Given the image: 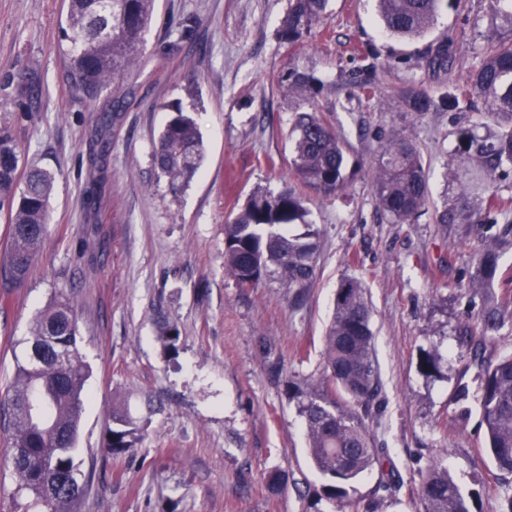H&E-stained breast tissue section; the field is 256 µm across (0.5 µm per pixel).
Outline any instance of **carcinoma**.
Returning a JSON list of instances; mask_svg holds the SVG:
<instances>
[{
	"label": "carcinoma",
	"instance_id": "cac0c4a2",
	"mask_svg": "<svg viewBox=\"0 0 512 512\" xmlns=\"http://www.w3.org/2000/svg\"><path fill=\"white\" fill-rule=\"evenodd\" d=\"M290 7L278 31L289 45L298 42L322 18L326 0H289ZM441 0H378L381 20L390 33L418 37L433 25ZM154 0H69L62 41L68 45L67 80L90 101L96 100L131 64L144 43ZM454 38L430 47L428 65L446 70ZM387 66L375 55L367 56L358 88L371 100ZM319 80L295 72L291 87L301 95L312 93ZM407 111L422 115L437 105L451 110L470 96H478L489 115L505 126L491 142L473 128L461 131L463 155L479 160L487 176L512 169V27L508 33L491 34L480 49L479 64L457 83L434 97L414 85L397 91ZM174 116L154 145L157 169L176 191L189 183L203 158V142L194 120L178 103L167 106ZM293 142L291 168L310 188L339 196L346 188V148L336 132L315 112L295 113L290 129ZM19 155L11 136L0 132V211L7 210L10 252L0 271L21 283L38 256L49 219L54 188L50 171L31 167L18 181ZM373 191L382 213L395 223H407L428 201L429 189L420 149L400 140L383 150L372 164ZM22 186H17V183ZM512 210V199L487 197L486 219ZM304 224L302 201L291 190L276 195L254 194L235 220L224 225V269L243 288H256L273 279L301 300L316 277L321 241L313 225ZM436 223L454 229L469 225L481 241L468 287L485 295L477 319L465 327L475 354L484 353L485 342L507 321L512 309L487 295L502 276L501 256L512 249V224L491 236L485 224L444 208ZM159 340L165 351H177L178 328L167 322ZM372 311L363 282L346 276L336 288L331 320L323 336L326 385L303 388L292 384L303 418L310 459L327 479L323 493L330 500L347 495V486L379 461L383 449L374 446L366 420L379 394L378 365L374 356ZM36 348L40 360H16L15 371L0 402L10 413L12 441L9 463L15 480L20 512H74L87 491L79 481L75 445L86 401L89 367L80 348L78 322L69 303L58 301L35 317L25 340ZM476 397L495 467L512 475V357L486 367L478 375ZM140 440L139 428L121 408H112L110 428L102 450L124 455ZM423 512H470L460 487L440 462L429 465L420 485Z\"/></svg>",
	"mask_w": 512,
	"mask_h": 512
}]
</instances>
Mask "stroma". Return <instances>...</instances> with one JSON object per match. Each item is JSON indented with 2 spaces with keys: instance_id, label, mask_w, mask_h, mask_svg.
<instances>
[{
  "instance_id": "obj_1",
  "label": "stroma",
  "mask_w": 512,
  "mask_h": 512,
  "mask_svg": "<svg viewBox=\"0 0 512 512\" xmlns=\"http://www.w3.org/2000/svg\"><path fill=\"white\" fill-rule=\"evenodd\" d=\"M68 0H0V128L21 167L54 176L42 250L19 285L0 279V397L36 315L67 299L90 367L79 434L90 485L76 512H422V474L443 463L471 512H507L512 475L485 451L477 404L460 386L478 368L462 331L481 308L468 288L474 237L437 224L446 206L482 210L485 196L512 198V172L469 180L456 151L461 128L499 126L481 100L457 110L406 111L395 90L439 94L444 73L427 49L456 41V74L474 67L495 26L490 0H442L432 28L404 40L381 26L375 0H328L323 19L293 45L277 31L288 0H155L138 65L87 101L66 79L59 26ZM390 74L373 101L357 89L363 58ZM38 72L29 97L22 76ZM314 74L317 91L291 93L285 77ZM182 102L204 143L196 176L172 192L153 146ZM318 112L347 144V188L326 197L304 188L289 161L295 113ZM400 138L421 150L429 202L407 224L381 216L371 165ZM301 193L322 251L312 287L295 301L278 282L243 288L224 272V226L255 192ZM364 279L379 366V408L367 426L384 455L349 491L343 509L322 493L289 382L324 383L322 336L341 278ZM174 323L178 350L159 341ZM440 349L437 372L422 368ZM140 427L137 448H101L113 405ZM288 478L270 491L266 474Z\"/></svg>"
}]
</instances>
